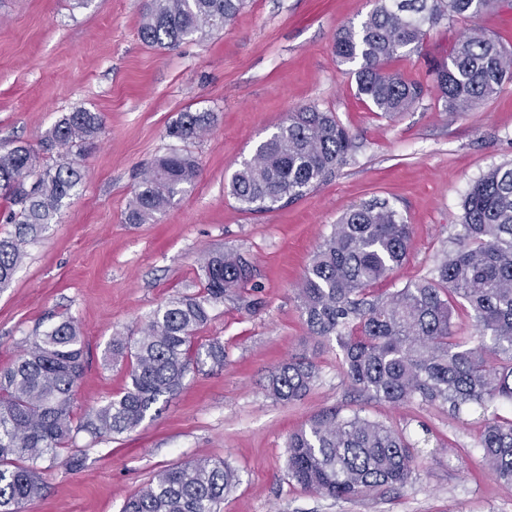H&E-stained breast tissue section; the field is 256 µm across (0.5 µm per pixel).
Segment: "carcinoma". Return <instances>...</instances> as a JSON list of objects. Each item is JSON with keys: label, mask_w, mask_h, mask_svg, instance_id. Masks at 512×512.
I'll return each mask as SVG.
<instances>
[{"label": "carcinoma", "mask_w": 512, "mask_h": 512, "mask_svg": "<svg viewBox=\"0 0 512 512\" xmlns=\"http://www.w3.org/2000/svg\"><path fill=\"white\" fill-rule=\"evenodd\" d=\"M244 0H147L140 35L157 48L224 28ZM512 10V0H374L358 23L336 32L337 62L355 77L359 96L378 112L398 116L424 96L423 86L390 69L402 55L420 52L428 32L441 22L464 18L471 27L430 75L443 110L467 112L512 82V50L476 26L492 9ZM213 123L209 112H181L168 136L199 139ZM101 117L77 109L46 134L47 153L81 147L94 138ZM349 131L331 112L315 105L288 114L253 155L233 173L229 187L242 210L267 212L294 202L327 180L356 151ZM27 146L0 153V192L18 210L15 231L0 237V290L8 287L26 257L25 246L47 229L81 185L74 161L37 168ZM199 177L190 152L157 158L129 202L126 222L142 224L174 205ZM465 243L449 251L432 280H418L384 296L371 287L406 259L412 229L385 202L350 207L313 255L298 288L309 333L335 337L348 381L390 404L418 399L456 412L476 405L484 414L478 447L502 480L512 482V161L479 177L461 205ZM205 285L161 305L132 343L112 340V364L128 368L123 392L96 409L85 429L94 436L138 427L160 401L173 395L186 373L201 363H224L219 340L195 344L213 307L235 296L256 311L259 298H243L253 279L251 261L239 252H212L202 265ZM462 308L475 319L479 344L455 336L453 315ZM79 327L64 319L35 336L14 366L0 373V512H22L43 489L41 461L72 439L71 399L84 368ZM318 366L305 356L289 359L269 377L277 401L305 396ZM288 476L297 485L334 499L379 488L401 489L411 479L417 445L403 432L355 412L311 418L288 437ZM227 461L198 459L159 471L129 496L120 512H218L238 484Z\"/></svg>", "instance_id": "carcinoma-1"}]
</instances>
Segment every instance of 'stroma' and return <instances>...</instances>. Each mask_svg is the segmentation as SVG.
Masks as SVG:
<instances>
[{
	"mask_svg": "<svg viewBox=\"0 0 512 512\" xmlns=\"http://www.w3.org/2000/svg\"><path fill=\"white\" fill-rule=\"evenodd\" d=\"M143 4L0 0V152L23 144L40 165H52L65 151L43 153L41 141L63 115L85 108L102 119L81 151V186L0 291V372L35 332L62 319L74 320L85 341L73 439L42 461L45 489L25 512H120L158 471L203 458L228 461L239 475L221 512H512V484L489 470L478 446L479 411L455 414L416 400L392 405L358 392L335 340L310 335L297 300L324 237L348 208L374 199L412 226L407 261L375 293L435 277L444 254L460 246L469 186L512 160V83L464 114L444 112L430 65L468 28L448 20L430 31L422 52L393 62L425 95L413 111L387 118L358 96L333 53L338 28L362 19L373 0H246L223 31L173 49L142 43ZM305 105L334 112L357 151L301 199L267 213L243 211L229 193L231 174ZM186 110L215 116L188 145L166 134ZM183 149L200 164L194 187L156 219L126 223L145 171ZM229 249L250 257L263 305L251 313L228 300L212 309L197 341L220 339L223 366L191 368L136 430L92 436L90 411L128 382L126 366L106 361L113 337H138L170 296L199 293L202 255ZM300 355L319 366L318 381L300 400L274 401L269 375ZM327 410L359 412L418 441L410 482L335 500L291 481L289 434Z\"/></svg>",
	"mask_w": 512,
	"mask_h": 512,
	"instance_id": "1",
	"label": "stroma"
}]
</instances>
